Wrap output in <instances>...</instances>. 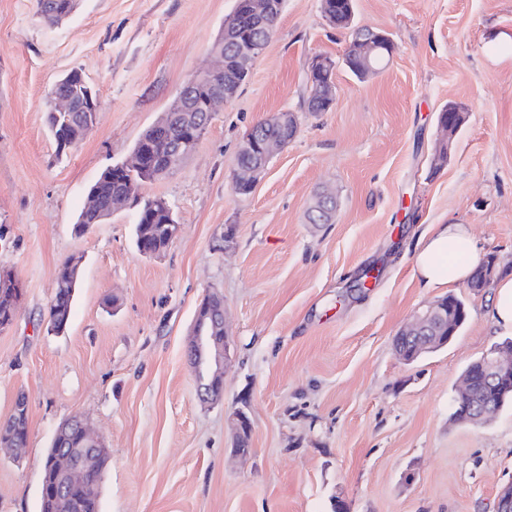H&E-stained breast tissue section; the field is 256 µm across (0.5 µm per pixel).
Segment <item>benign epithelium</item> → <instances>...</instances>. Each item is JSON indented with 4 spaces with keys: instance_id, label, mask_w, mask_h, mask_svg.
Instances as JSON below:
<instances>
[{
    "instance_id": "1",
    "label": "benign epithelium",
    "mask_w": 512,
    "mask_h": 512,
    "mask_svg": "<svg viewBox=\"0 0 512 512\" xmlns=\"http://www.w3.org/2000/svg\"><path fill=\"white\" fill-rule=\"evenodd\" d=\"M277 10L273 0H238L234 13L224 20V33L221 40L213 43L211 51L221 60V64L210 71L199 73L190 79L175 96L169 107L171 112H207L215 116L217 107L231 102L238 94L243 79L250 76L253 62L263 53L266 44L248 34V29H257L265 17ZM230 52L232 66L224 63V47ZM355 54L362 63V77L376 70V66L395 51L392 39L384 33L366 37L354 45ZM336 61L328 55L317 54L309 64L308 75L319 88L322 107L329 109L336 100ZM224 75V84L216 81ZM54 111L78 112L81 101L72 96L53 95ZM283 143L264 136H245L238 154L246 161L237 166L233 187L254 188L256 182L267 169L274 151ZM446 302L439 299L417 313L398 333L396 355L400 359L414 354L422 355L436 349L440 343L438 333L448 324L445 315ZM211 349L213 360L211 374L222 375V362L228 358L231 349L230 332L225 312H220L211 320ZM481 385L486 389L512 388V348L504 345L492 349L481 360ZM458 423L477 425L489 417L492 409L479 403L474 380L463 383L456 398ZM232 426L236 436L251 434L252 423L248 415L238 410L232 415ZM67 427L83 431L92 443L90 448H57L52 456L43 462L45 471L54 478L55 493L63 494L73 487L86 486L87 475L96 470L107 448L103 441L89 428L80 416H72Z\"/></svg>"
}]
</instances>
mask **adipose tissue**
Returning a JSON list of instances; mask_svg holds the SVG:
<instances>
[{"mask_svg":"<svg viewBox=\"0 0 512 512\" xmlns=\"http://www.w3.org/2000/svg\"><path fill=\"white\" fill-rule=\"evenodd\" d=\"M479 254L468 225L441 224L420 240L414 254L415 271L428 287L458 282L470 275Z\"/></svg>","mask_w":512,"mask_h":512,"instance_id":"ef3b65f1","label":"adipose tissue"}]
</instances>
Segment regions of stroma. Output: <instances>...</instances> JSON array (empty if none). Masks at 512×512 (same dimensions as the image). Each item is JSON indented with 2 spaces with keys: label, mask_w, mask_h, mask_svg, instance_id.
I'll use <instances>...</instances> for the list:
<instances>
[{
  "label": "stroma",
  "mask_w": 512,
  "mask_h": 512,
  "mask_svg": "<svg viewBox=\"0 0 512 512\" xmlns=\"http://www.w3.org/2000/svg\"><path fill=\"white\" fill-rule=\"evenodd\" d=\"M236 0H80L59 25L35 0H0V269L22 288L0 330V420L28 400L21 459L0 449V512H39L42 460L83 417L110 461L100 512H495L512 482V405L486 425L453 422L461 374L512 327L493 290L424 287L414 247L437 224L469 225L481 256L512 268V0H355L354 23L384 31L393 57L357 79L349 33L321 0H283L276 30L237 97L195 151L138 196H164L180 225L141 255L135 210L76 234L89 186L197 72ZM337 60L336 100L304 109L311 58ZM81 70L99 119L57 158L45 117L55 83ZM467 111L435 168L437 114ZM299 131L250 194L234 192L239 144L270 115ZM335 196L327 224L308 211ZM233 227L224 251L215 237ZM80 260L65 332L47 325L59 266ZM232 341L224 398L202 401L185 351L209 292ZM469 318L445 347L407 364L397 332L447 294ZM252 423L233 453L230 417Z\"/></svg>",
  "instance_id": "stroma-1"
}]
</instances>
